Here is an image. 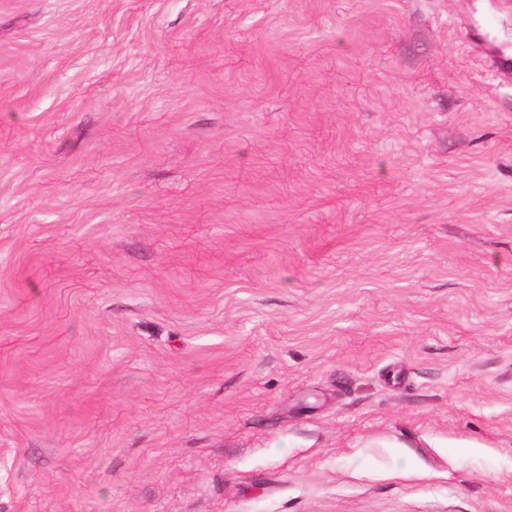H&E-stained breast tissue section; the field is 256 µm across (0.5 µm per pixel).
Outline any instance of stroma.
I'll return each mask as SVG.
<instances>
[{"mask_svg": "<svg viewBox=\"0 0 512 512\" xmlns=\"http://www.w3.org/2000/svg\"><path fill=\"white\" fill-rule=\"evenodd\" d=\"M0 512H512V0H0Z\"/></svg>", "mask_w": 512, "mask_h": 512, "instance_id": "35a3bbf8", "label": "stroma"}]
</instances>
